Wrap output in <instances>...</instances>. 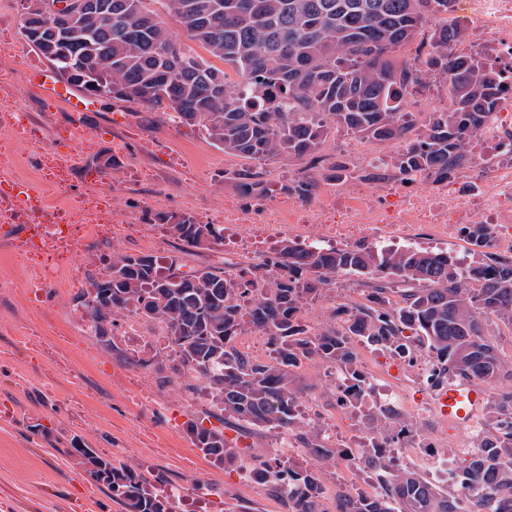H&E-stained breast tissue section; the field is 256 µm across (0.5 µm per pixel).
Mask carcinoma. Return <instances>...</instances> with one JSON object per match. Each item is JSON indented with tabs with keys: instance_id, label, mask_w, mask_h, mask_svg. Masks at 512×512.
<instances>
[{
	"instance_id": "carcinoma-1",
	"label": "carcinoma",
	"mask_w": 512,
	"mask_h": 512,
	"mask_svg": "<svg viewBox=\"0 0 512 512\" xmlns=\"http://www.w3.org/2000/svg\"><path fill=\"white\" fill-rule=\"evenodd\" d=\"M106 15L87 11L78 19L55 15L70 52L62 61L43 53L57 75L84 94L104 79L112 97L148 110L170 109L196 126L224 154L261 163L310 159L331 125L380 144L394 143V168L357 169L344 159L319 176L305 174L279 186L307 201L319 181L339 183L404 180L418 174L447 177L468 160L488 115L512 95V66L461 49L468 27L454 12L457 0H104ZM224 63L219 68L179 34ZM233 71L236 81L227 79ZM443 77L448 106L422 125L406 112L408 98L423 88L420 74ZM278 91L271 102L268 88ZM244 197L260 201L270 187L254 167L232 173ZM180 251L219 244L223 229L189 216L162 215ZM106 276L90 282L97 303L85 309L101 337L112 316L128 313L167 329L168 353L153 362L184 380L185 391L211 398L223 425L236 429L288 430L295 421L296 368L303 360L352 368L353 339L407 362L424 353L432 363L427 385L450 379L503 381L493 396L497 435L462 467L457 492L449 494L393 455L374 448L364 463L391 474L374 496L336 491V512H512V369L503 371L483 324L495 317L512 324V259L494 254L463 267L446 250L360 243L325 252L282 240L266 261L226 278L223 269L181 271V259L112 252L103 256ZM365 287V302L341 303L332 316L345 323L307 328L304 308L334 290L337 276ZM400 302L390 306V295ZM251 326L270 337L273 359H252L235 346ZM393 435L403 419H370ZM194 447L217 465L233 466L239 450L224 431L192 422ZM299 439L314 457L310 467L256 458L249 476L281 487L288 512H323L322 467L336 451L305 432ZM67 453L109 491L122 512H176L143 474L72 446Z\"/></svg>"
}]
</instances>
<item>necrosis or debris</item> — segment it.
<instances>
[{"label":"necrosis or debris","mask_w":512,"mask_h":512,"mask_svg":"<svg viewBox=\"0 0 512 512\" xmlns=\"http://www.w3.org/2000/svg\"><path fill=\"white\" fill-rule=\"evenodd\" d=\"M470 22L479 38L489 43L488 53L503 62H512V0H468ZM469 170L455 190H448L443 179L432 178L427 188L414 190L409 183L396 182L386 196L375 198L352 188L341 191L336 207L322 202L307 205L296 197L274 200L267 205L262 223L242 219L224 227V240L234 251L247 253L250 263L264 262L282 235L324 250L350 246L372 239L406 241L419 245H446L460 232L484 225L491 234L493 249L512 256V128L499 117L484 125L471 148ZM415 364L422 372L416 376L402 370L378 367L369 350H361L355 369L332 366L324 369L327 384L338 394L335 422L323 421L315 403L305 399L296 404L294 430L276 432L274 454L308 462L306 449L297 439L299 430L313 427L324 446L337 449L338 471L352 470L362 449L376 448L398 458L413 456L435 464L441 448L447 447L442 434L443 419L435 403L415 406L411 396L415 386L423 384L432 365L425 355H417ZM362 381L364 402L349 407L341 393L350 375ZM394 414H415L399 435L386 438L372 432L367 419L374 409ZM353 413L357 423L351 432H340L336 422Z\"/></svg>","instance_id":"4bbe7bcc"}]
</instances>
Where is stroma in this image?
Instances as JSON below:
<instances>
[{
    "label": "stroma",
    "mask_w": 512,
    "mask_h": 512,
    "mask_svg": "<svg viewBox=\"0 0 512 512\" xmlns=\"http://www.w3.org/2000/svg\"><path fill=\"white\" fill-rule=\"evenodd\" d=\"M28 0H0V115L21 112L22 127L0 122V174L35 185L46 209L77 219L101 209L111 223L90 231L81 257L60 258L46 281L42 258L22 228L0 237V512H120L107 490L68 455L72 437L182 490L179 512H287L233 468L195 448L187 423L211 408L177 377L160 382L140 365L122 325L96 336L76 298L103 276L111 251L181 255L186 270L226 267L220 245L180 254L161 214L223 223L249 202L227 172L242 165L198 127L113 98L87 100L85 117L29 89L47 60L23 38ZM111 157L105 173L97 158Z\"/></svg>",
    "instance_id": "stroma-1"
}]
</instances>
